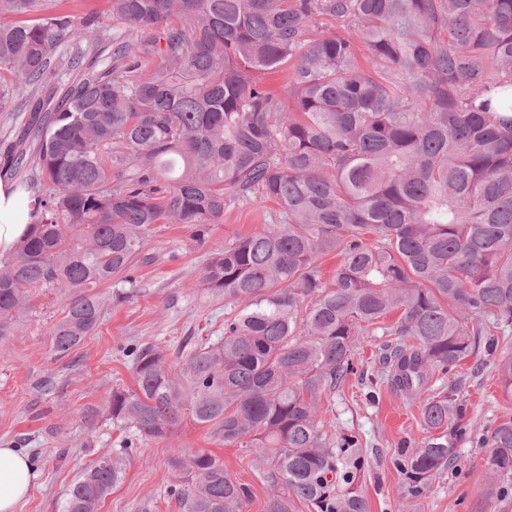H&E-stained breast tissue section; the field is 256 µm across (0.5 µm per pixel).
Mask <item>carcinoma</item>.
<instances>
[{"mask_svg": "<svg viewBox=\"0 0 512 512\" xmlns=\"http://www.w3.org/2000/svg\"><path fill=\"white\" fill-rule=\"evenodd\" d=\"M115 38L63 3L0 0V112L36 101L0 151V178L33 198L28 233L0 257V342L35 292L67 294L52 330L64 356L98 325L96 289L137 296L157 224L204 239L253 195L283 222L224 242L203 283L224 335L128 351L136 388H115L123 447L94 460L58 512H99L140 439L188 417L254 454L268 512H368L361 439L322 418L355 373L361 337H395L387 382L424 398L426 436L393 464L421 497L462 441L512 475V421L481 433L456 384L433 387L512 328V0H110ZM33 13L41 14L36 19ZM64 44L70 53L57 55ZM286 68L285 95L256 74ZM77 73L58 102L48 72ZM339 259L324 280L320 259ZM395 316L389 324L384 321ZM512 396V352L497 364ZM180 512H246L251 485L205 448L170 453Z\"/></svg>", "mask_w": 512, "mask_h": 512, "instance_id": "carcinoma-1", "label": "carcinoma"}]
</instances>
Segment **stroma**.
Instances as JSON below:
<instances>
[{"label": "stroma", "instance_id": "1", "mask_svg": "<svg viewBox=\"0 0 512 512\" xmlns=\"http://www.w3.org/2000/svg\"><path fill=\"white\" fill-rule=\"evenodd\" d=\"M279 221L275 202L244 198L225 211L223 223L212 225L202 244L186 225H157L147 246L154 260L136 269L137 296L121 303L108 299L96 330L63 357L53 349L51 329L63 315L67 296L43 289L18 333L0 343V443L26 455L35 474L17 512H57L71 481L126 440L129 432L112 423L107 400L113 389L135 386L127 348L152 343L172 351L187 336L223 335L224 303L202 288L207 260L226 239ZM389 342L380 332L363 337L355 355L363 378H350L323 402L327 418L340 431L362 440V489L369 512H512V478L490 482L485 469L489 451L472 442L459 447L455 463L433 476L421 498L403 499L393 460L400 449L415 448L425 430L420 401L402 398L382 376L379 359ZM509 349L512 329L500 337L496 351H480L445 378L461 384L477 428L512 420V399L504 396L495 371L499 352ZM174 447L212 451L225 470L252 486L247 512H267L268 491L252 456L189 420L171 438L139 443L101 512H179L167 493L171 478L165 459Z\"/></svg>", "mask_w": 512, "mask_h": 512}]
</instances>
